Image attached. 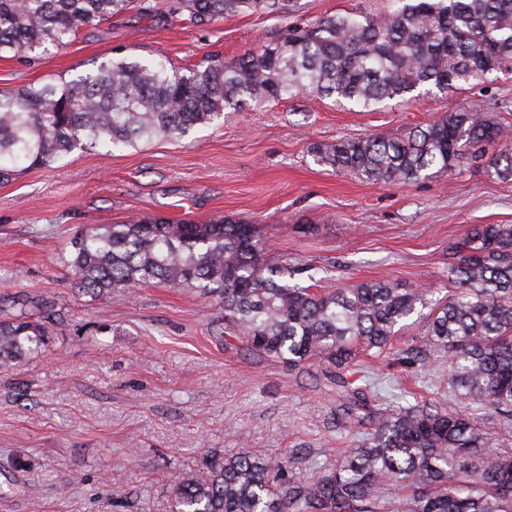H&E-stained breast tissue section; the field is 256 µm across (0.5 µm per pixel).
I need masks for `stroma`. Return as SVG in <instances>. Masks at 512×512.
Wrapping results in <instances>:
<instances>
[{
    "label": "stroma",
    "instance_id": "obj_1",
    "mask_svg": "<svg viewBox=\"0 0 512 512\" xmlns=\"http://www.w3.org/2000/svg\"><path fill=\"white\" fill-rule=\"evenodd\" d=\"M80 32L27 63L0 58V90L61 83L103 58L176 65L257 49L284 26L260 14L199 28L166 0ZM495 103L512 127V79L371 112L299 97L239 110L181 141L112 154L75 152L0 182V319L50 316L38 354L0 370V512H172L175 491L213 453L288 459L309 475L363 436L336 420L330 362L288 370L219 337L224 311L151 281L92 298L71 286L70 239L88 224L138 217L260 225L271 248L311 275L390 280L444 303L456 243L475 224H512V181L470 169L416 183L371 184L318 162L312 147L375 132L401 135L470 103ZM425 326L407 320L387 357L363 356L389 401L450 403L448 369Z\"/></svg>",
    "mask_w": 512,
    "mask_h": 512
}]
</instances>
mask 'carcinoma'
<instances>
[{
  "mask_svg": "<svg viewBox=\"0 0 512 512\" xmlns=\"http://www.w3.org/2000/svg\"><path fill=\"white\" fill-rule=\"evenodd\" d=\"M132 0H0V58L30 61L65 47ZM203 26L242 13L289 19L255 51L177 67L162 57L108 58L61 84L0 93V181L75 152L185 139L227 108L299 96L370 111L388 101L490 83L512 74V0H389L380 12L314 20L301 0H168ZM482 107L448 112L404 136L372 133L313 147L317 161L377 183H412L481 168L512 181V139ZM72 285L92 298L158 280L224 309L225 329L250 354L290 369L336 364V410L365 429L357 448L303 479L288 462L241 451L190 472L173 512H383L395 486L418 489L406 512H512V452L487 454L477 412L512 421V225L474 226L453 253L461 291L429 306L428 288L389 281L302 286L301 268L268 261L260 227L229 217L197 224L147 217L87 225L74 237ZM426 335L448 357V387L471 414L417 402L396 409L359 354H389L402 323L423 308ZM47 317L0 320V369L47 345Z\"/></svg>",
  "mask_w": 512,
  "mask_h": 512,
  "instance_id": "obj_1",
  "label": "carcinoma"
}]
</instances>
